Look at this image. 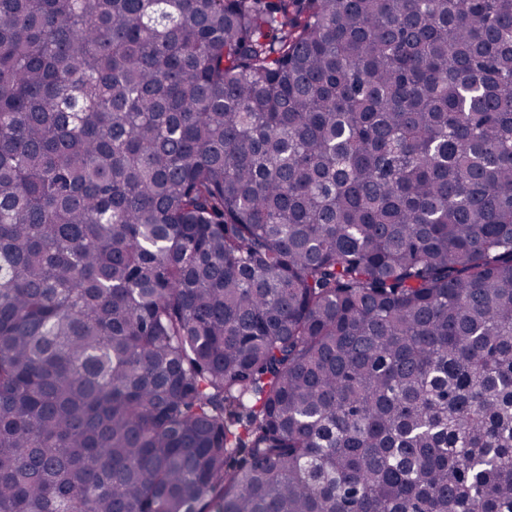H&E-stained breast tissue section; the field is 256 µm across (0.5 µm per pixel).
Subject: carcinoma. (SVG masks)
<instances>
[{"label":"carcinoma","mask_w":512,"mask_h":512,"mask_svg":"<svg viewBox=\"0 0 512 512\" xmlns=\"http://www.w3.org/2000/svg\"><path fill=\"white\" fill-rule=\"evenodd\" d=\"M0 512H512V0H0Z\"/></svg>","instance_id":"carcinoma-1"}]
</instances>
